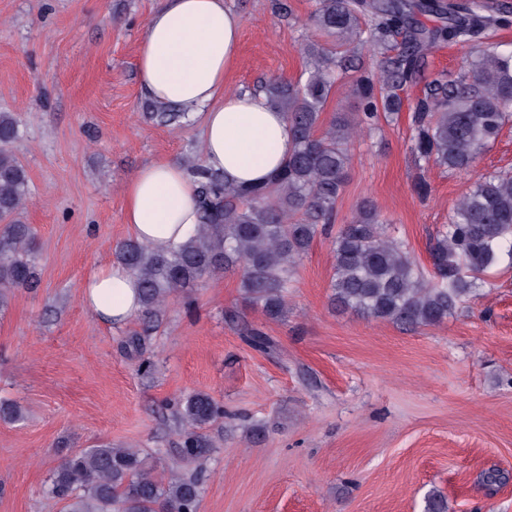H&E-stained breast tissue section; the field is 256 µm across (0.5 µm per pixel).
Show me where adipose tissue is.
Segmentation results:
<instances>
[{"label": "adipose tissue", "mask_w": 512, "mask_h": 512, "mask_svg": "<svg viewBox=\"0 0 512 512\" xmlns=\"http://www.w3.org/2000/svg\"><path fill=\"white\" fill-rule=\"evenodd\" d=\"M240 40V18L224 0H162L146 21L136 66L149 99L199 118L204 165L252 186L277 172L293 132L263 95L225 91ZM196 193L179 163L148 162L124 186V220L140 242L169 249L195 230ZM81 301L101 320L123 326L141 308L138 279L118 263L99 267L84 279Z\"/></svg>", "instance_id": "1"}]
</instances>
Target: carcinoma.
<instances>
[{
  "label": "carcinoma",
  "instance_id": "carcinoma-1",
  "mask_svg": "<svg viewBox=\"0 0 512 512\" xmlns=\"http://www.w3.org/2000/svg\"><path fill=\"white\" fill-rule=\"evenodd\" d=\"M435 15L426 28L416 14ZM314 26L336 41L343 55L318 44L302 83L272 80L263 91L294 131V147L280 171L260 186L242 187L208 169L201 154L183 159L198 185L199 224L177 249L158 252L134 239L117 246V262L139 281L141 311L159 316L172 296L190 298L199 284L226 272L238 274L249 303L272 320L288 313V288L315 238L336 220L359 132L377 128L380 115L402 107L399 91L420 77L425 56L439 44H467L496 27L512 25V10L489 11L483 0H314ZM370 48L382 55L375 77L360 74L352 92L359 111L323 117L339 74ZM146 116L159 125L186 118L155 102ZM418 161L451 171L475 167L479 155L512 120V50L487 48L468 74L440 75L412 105ZM18 124L0 112V312L15 292L38 285L35 234L18 218L29 179L13 144ZM386 219L370 199L341 225L333 243L330 305L408 329L433 326L453 315L486 284V273L512 265V176H481L452 208L447 224L430 240L431 271L423 272L406 245L386 234ZM184 463L205 460L212 448L201 430L224 418V406L196 391L175 403ZM45 492L65 512H198L202 471L176 464L159 472L134 448L101 443L68 456ZM423 512H448L438 491L424 497Z\"/></svg>",
  "mask_w": 512,
  "mask_h": 512
}]
</instances>
